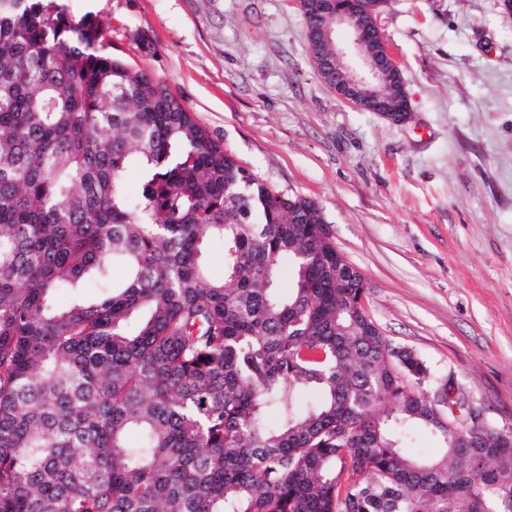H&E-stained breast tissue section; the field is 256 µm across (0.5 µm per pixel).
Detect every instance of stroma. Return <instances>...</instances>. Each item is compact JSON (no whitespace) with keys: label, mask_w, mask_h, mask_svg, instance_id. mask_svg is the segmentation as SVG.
<instances>
[{"label":"stroma","mask_w":512,"mask_h":512,"mask_svg":"<svg viewBox=\"0 0 512 512\" xmlns=\"http://www.w3.org/2000/svg\"><path fill=\"white\" fill-rule=\"evenodd\" d=\"M163 83L267 186L316 202L364 307L435 380L512 429V13L390 0L383 36L411 119L318 76L294 0H63Z\"/></svg>","instance_id":"35a3bbf8"}]
</instances>
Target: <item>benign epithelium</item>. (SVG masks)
Wrapping results in <instances>:
<instances>
[{
  "label": "benign epithelium",
  "mask_w": 512,
  "mask_h": 512,
  "mask_svg": "<svg viewBox=\"0 0 512 512\" xmlns=\"http://www.w3.org/2000/svg\"><path fill=\"white\" fill-rule=\"evenodd\" d=\"M303 17L318 16L315 36L309 41L314 67L322 81L352 106L362 109L382 102L384 93L395 90L402 103V112H380L392 124L404 123L410 115L408 96L400 69L391 55L378 25V16L369 9L368 0H296ZM346 33V40L336 43V53L325 56L320 43L332 41L336 32ZM378 40L377 54L366 62V69L357 79L342 82L347 60L353 49Z\"/></svg>",
  "instance_id": "7a95c632"
}]
</instances>
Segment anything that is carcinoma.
<instances>
[{"mask_svg": "<svg viewBox=\"0 0 512 512\" xmlns=\"http://www.w3.org/2000/svg\"><path fill=\"white\" fill-rule=\"evenodd\" d=\"M105 34L0 0V512H512V433L382 333L318 204ZM118 260L121 286L53 305ZM417 425L439 457L406 451ZM224 244L220 239L211 241L207 247V269L210 276L214 279L224 277Z\"/></svg>", "mask_w": 512, "mask_h": 512, "instance_id": "1", "label": "carcinoma"}]
</instances>
